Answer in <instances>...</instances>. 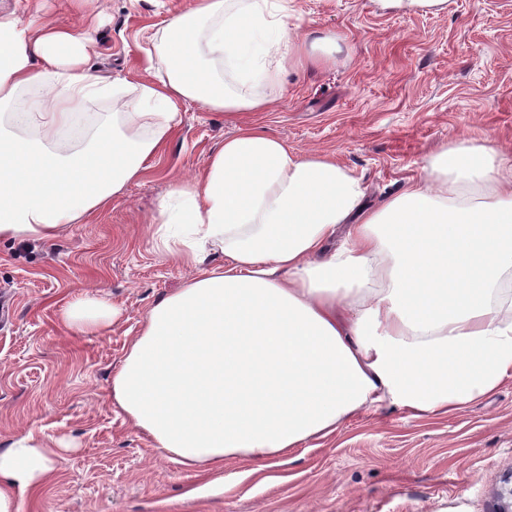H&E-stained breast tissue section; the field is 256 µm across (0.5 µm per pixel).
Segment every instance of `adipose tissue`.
<instances>
[{
    "label": "adipose tissue",
    "instance_id": "obj_1",
    "mask_svg": "<svg viewBox=\"0 0 512 512\" xmlns=\"http://www.w3.org/2000/svg\"><path fill=\"white\" fill-rule=\"evenodd\" d=\"M95 33L0 11V241L50 242L97 213L178 137L182 103L236 126L159 204L155 248L194 274L151 305L111 378L113 403L156 448L220 476L383 403L445 416L512 379L511 157L454 140L367 209L335 156L243 119L286 71L335 65L342 33H298L288 0H195L151 29L135 82L91 68ZM341 228L345 244L326 250ZM121 315L101 292L60 320L97 334ZM70 445L8 437L0 512H19Z\"/></svg>",
    "mask_w": 512,
    "mask_h": 512
}]
</instances>
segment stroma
Returning a JSON list of instances; mask_svg holds the SVG:
<instances>
[{"mask_svg":"<svg viewBox=\"0 0 512 512\" xmlns=\"http://www.w3.org/2000/svg\"><path fill=\"white\" fill-rule=\"evenodd\" d=\"M194 0H91L93 66L141 76L147 31ZM304 24L335 30V66L286 76L262 127L298 152L335 155L372 207L420 175L449 140L484 135L512 154V0H448L442 15H383L373 0H292ZM180 136L91 219L56 242H0V440L71 436L47 487L20 512H494L512 474V381L454 414L428 419L390 405L261 470L224 465L231 492L208 488L133 429L110 398L113 372L150 305L192 270L163 260L149 232L172 182L188 181L233 131L223 113L180 106ZM107 291L123 308L101 336L72 335L64 304Z\"/></svg>","mask_w":512,"mask_h":512,"instance_id":"1","label":"stroma"}]
</instances>
